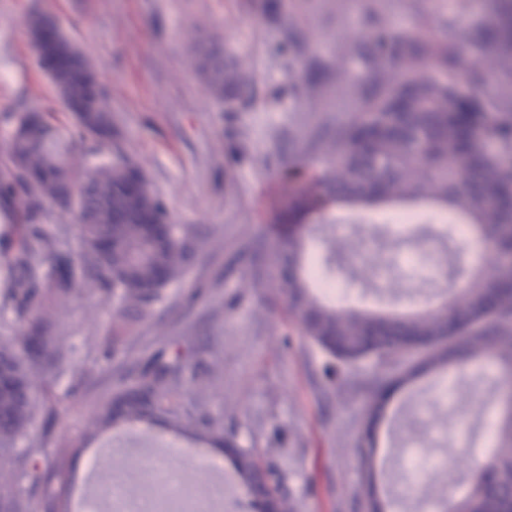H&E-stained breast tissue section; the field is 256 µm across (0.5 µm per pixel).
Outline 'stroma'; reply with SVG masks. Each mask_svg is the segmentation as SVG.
<instances>
[{"mask_svg":"<svg viewBox=\"0 0 512 512\" xmlns=\"http://www.w3.org/2000/svg\"><path fill=\"white\" fill-rule=\"evenodd\" d=\"M373 2L387 23L424 35L435 30L439 8L448 0H275L269 19L266 0H0V113L39 109L64 116L66 110L32 48V12L53 15L61 31L93 58L112 98L115 142L141 166L175 224H195L202 249L184 278L162 293L153 320L130 321L123 348L139 357L161 348L165 336L189 330L204 347L202 359L219 373L215 386L199 388L187 379L185 396L204 400L223 416L241 446H255L263 464L281 478L280 493L297 512H362L352 487L358 480L350 443L353 419L371 390L349 382L327 388L323 359L281 311L269 310L258 288H242L261 277L272 262L269 202L278 180L279 154L289 147V130L305 129L324 114L346 115L354 106L347 89L314 99L299 96L297 72L281 48L289 17L307 28L321 58L349 54L346 31L356 26L365 2ZM249 66L251 91L225 105L209 91L201 72L207 55ZM390 214L384 207L336 208L324 216L321 234L348 236L353 249L334 264L331 275L342 288L340 304L366 311H402L437 303L446 283L441 273L414 275L403 256L385 258L375 284L362 286L347 270L378 254L379 231ZM217 285L207 301L186 306L189 289ZM111 296L77 294L60 309L73 369L81 379L57 408L58 442L79 436L95 399L132 385L137 359L109 352ZM415 398L397 394L391 408L408 405L416 429L421 467L407 474L402 465L408 436L384 419L377 429L378 456L393 455L403 512H418L419 486L449 463L485 459L489 432L475 428L478 410L492 411L488 392L473 390L461 402L464 377L452 371L446 385L434 376L416 381Z\"/></svg>","mask_w":512,"mask_h":512,"instance_id":"obj_1","label":"stroma"}]
</instances>
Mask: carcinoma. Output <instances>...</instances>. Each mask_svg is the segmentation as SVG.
<instances>
[{
  "label": "carcinoma",
  "instance_id": "cac0c4a2",
  "mask_svg": "<svg viewBox=\"0 0 512 512\" xmlns=\"http://www.w3.org/2000/svg\"><path fill=\"white\" fill-rule=\"evenodd\" d=\"M475 0H457L438 34L411 36L365 6L360 36L346 58L313 56L307 33L288 18L283 48L288 64L310 57L298 88L308 96L349 86L357 108L325 121L283 158L271 202L268 299L325 358L324 374L342 389L363 371L375 392L358 415L352 452L359 480L353 494L364 512H392L395 499L379 493L388 479L375 455L376 430L391 396L422 372L466 370L472 384L495 393L489 425L493 450L486 465L460 476L464 491L445 512H512V260L498 244L512 239V0H484L463 26L457 16ZM29 33L69 111L1 112L10 127L0 157V209L13 232L0 237V327L23 329L0 341V512H27L41 496L49 512H70L73 472L63 460L80 457L91 441L122 424H161L230 451L244 493L257 512H290L254 448H243L224 419L182 402L183 375L195 337L173 336L171 353L143 361L140 377L96 401L90 428L60 445L53 425L60 398L55 380L67 371L56 311L85 283L119 292V320L108 347L118 349L127 311L155 316L162 290L197 259L201 238L193 224H172L140 166L111 149L114 117L98 89L96 63L59 28L35 13ZM203 71L224 103L254 82L242 65L209 61ZM428 202L457 217L436 231L448 243L439 268L448 289L436 305L414 312L375 313L345 308L325 297L314 277L350 247L335 238L314 243L304 220L333 207ZM78 217L81 253L74 261L49 233L47 208ZM43 416L39 439L30 426Z\"/></svg>",
  "mask_w": 512,
  "mask_h": 512
}]
</instances>
